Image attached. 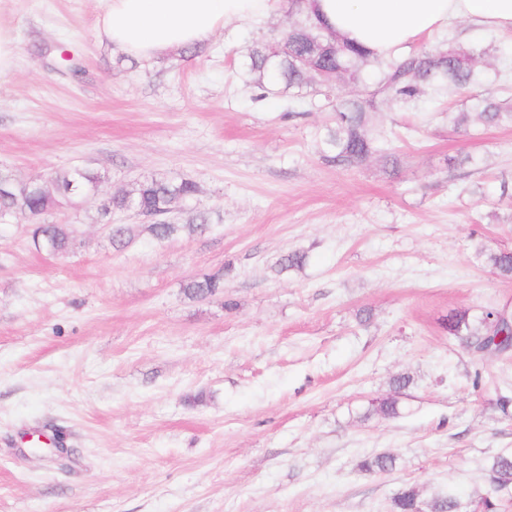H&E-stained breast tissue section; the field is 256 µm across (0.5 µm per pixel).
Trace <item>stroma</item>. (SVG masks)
<instances>
[{"label": "stroma", "mask_w": 512, "mask_h": 512, "mask_svg": "<svg viewBox=\"0 0 512 512\" xmlns=\"http://www.w3.org/2000/svg\"><path fill=\"white\" fill-rule=\"evenodd\" d=\"M103 0H0L19 43L0 77V168L20 182L89 168L102 181L71 225L66 258L37 251L31 219L0 224V512H390L476 499L488 460L512 452V351L477 354L442 327L457 310L512 309V281L477 262L512 250V127L452 130L464 97L370 113L380 158L325 161L335 112L256 88L238 72L279 10L225 24L200 53L146 63L97 35ZM495 46L482 91L512 96V37L457 24L422 45ZM74 48L80 74L60 63ZM458 165H450V158ZM184 178L201 234L114 246L101 201L141 176ZM302 269L279 271L291 251ZM224 272V290L185 295ZM408 373L399 417L370 414ZM390 453L392 471L359 469ZM224 288V274L220 271L192 278L183 284L184 292L193 299L214 296ZM392 512H423L422 502L413 487L399 489L392 498Z\"/></svg>", "instance_id": "obj_1"}]
</instances>
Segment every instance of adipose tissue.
<instances>
[{"label":"adipose tissue","instance_id":"1","mask_svg":"<svg viewBox=\"0 0 512 512\" xmlns=\"http://www.w3.org/2000/svg\"><path fill=\"white\" fill-rule=\"evenodd\" d=\"M280 0H104L98 35L147 61L202 45L229 21L272 13ZM309 9L343 38L388 59L422 35L456 21L512 34V0H308Z\"/></svg>","mask_w":512,"mask_h":512}]
</instances>
